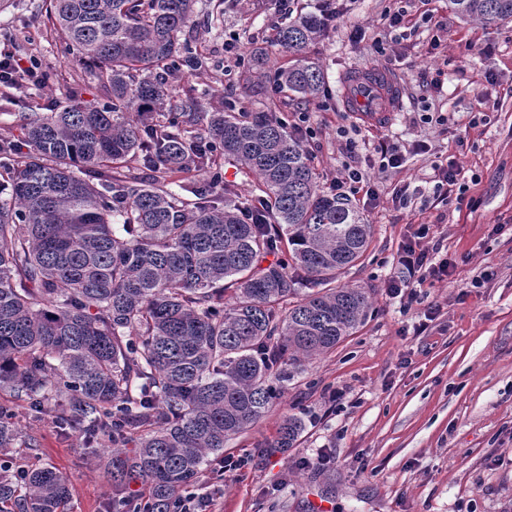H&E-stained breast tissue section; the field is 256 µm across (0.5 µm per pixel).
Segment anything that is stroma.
I'll list each match as a JSON object with an SVG mask.
<instances>
[{
	"label": "stroma",
	"instance_id": "1",
	"mask_svg": "<svg viewBox=\"0 0 512 512\" xmlns=\"http://www.w3.org/2000/svg\"><path fill=\"white\" fill-rule=\"evenodd\" d=\"M395 6L349 0L346 27L309 48L326 79L307 103L271 92L284 61L272 41L280 21L272 0H224V23L216 27L208 19L212 0H199L185 32L192 46H207L211 66L176 74L173 91H206V106L228 110L274 102L290 125L309 113L306 145L322 183L353 159L379 185L378 204L366 213L370 247L341 278L366 289L364 324L305 362L266 416L226 442L225 455L249 462L225 473L224 494L211 498L208 512H317L321 505L329 512H512V22L467 23L433 0L431 22L404 33L384 21ZM232 36L265 52L261 75L241 77L224 51ZM4 49L34 57L54 77L0 98L1 140L18 137L21 113L48 111L73 90L85 99L100 95L89 68L51 31L44 0H0ZM367 65L387 69L403 89L390 122L377 129L359 126L339 99L342 75ZM383 139L402 151L401 168L379 172ZM451 162L463 166L476 211L453 197L415 195ZM422 222L455 272L410 304L390 284L413 225ZM486 270L491 279L476 283ZM336 389L346 396L335 403L329 395ZM0 404L41 439L38 450L12 449L14 465L67 474L65 512H116L105 460L78 433H60L48 416L28 420L12 393H1ZM291 415L304 424L294 448L267 454L264 442ZM321 453L331 463L314 466Z\"/></svg>",
	"mask_w": 512,
	"mask_h": 512
}]
</instances>
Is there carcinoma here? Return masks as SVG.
<instances>
[{
    "label": "carcinoma",
    "instance_id": "cac0c4a2",
    "mask_svg": "<svg viewBox=\"0 0 512 512\" xmlns=\"http://www.w3.org/2000/svg\"><path fill=\"white\" fill-rule=\"evenodd\" d=\"M465 22L512 20V0H448ZM53 32L90 66L102 99L71 95L19 116L0 142V390L34 419L51 415L86 448L112 444V490L168 506L226 441L277 398L272 379L353 335L365 289L336 281L364 255L372 225L327 191L302 137L272 109L200 111L169 79L209 58L181 40L197 0H48ZM325 22L288 13L275 41L287 62L281 92L308 102L325 73L307 55ZM202 125L203 134L190 127ZM150 169L134 172L131 163ZM259 178L269 224L241 218L236 190L190 200L170 173L224 164ZM274 260H268V257ZM0 404V453L39 447ZM288 416L265 444L293 446ZM68 477L50 467L0 466V512H63Z\"/></svg>",
    "mask_w": 512,
    "mask_h": 512
}]
</instances>
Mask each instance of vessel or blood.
<instances>
[{
	"instance_id": "obj_1",
	"label": "vessel or blood",
	"mask_w": 512,
	"mask_h": 512,
	"mask_svg": "<svg viewBox=\"0 0 512 512\" xmlns=\"http://www.w3.org/2000/svg\"><path fill=\"white\" fill-rule=\"evenodd\" d=\"M402 96L398 80L387 70L367 66L348 72L342 84V106L365 127L385 126Z\"/></svg>"
}]
</instances>
